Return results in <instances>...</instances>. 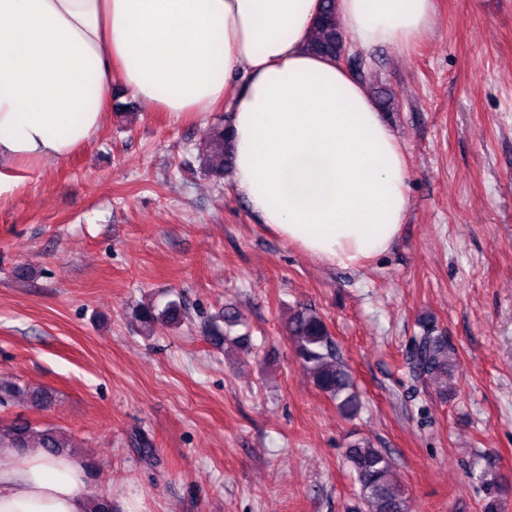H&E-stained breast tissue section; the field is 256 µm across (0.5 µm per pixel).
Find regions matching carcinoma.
Masks as SVG:
<instances>
[{"label":"carcinoma","mask_w":512,"mask_h":512,"mask_svg":"<svg viewBox=\"0 0 512 512\" xmlns=\"http://www.w3.org/2000/svg\"><path fill=\"white\" fill-rule=\"evenodd\" d=\"M345 46L336 14V0H322L312 25L308 48L337 59ZM206 139L208 149L203 154L201 169L206 176L218 181L232 169L234 148L230 126L211 128ZM139 317L146 323L160 320L174 326L182 320L180 304L175 301L168 302L161 310L143 308ZM240 323V313L226 308L204 324V331L215 345L221 346L231 328ZM286 330L293 341L296 358L312 375L318 389L336 402L340 414L346 418L355 417L361 407L360 395L351 373L340 361L336 342L323 318L310 309H301L288 317ZM408 361L417 379H448L451 357L447 337L433 326H422V332L412 338ZM30 432L27 422L17 420L0 430V446L23 452L28 448ZM40 445L49 455L66 450L61 435L52 429L43 431ZM345 457L359 484L358 498L349 507V512H407L404 488L397 480L391 458L384 449L375 448L366 439L359 438L348 444Z\"/></svg>","instance_id":"cac0c4a2"}]
</instances>
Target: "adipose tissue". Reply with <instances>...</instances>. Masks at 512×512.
Here are the masks:
<instances>
[{
  "label": "adipose tissue",
  "mask_w": 512,
  "mask_h": 512,
  "mask_svg": "<svg viewBox=\"0 0 512 512\" xmlns=\"http://www.w3.org/2000/svg\"><path fill=\"white\" fill-rule=\"evenodd\" d=\"M320 0H0V162H65L113 82L176 118L231 109L234 192L284 242L355 268L397 243L404 148L364 86L306 48ZM347 40L405 46L434 0H337ZM68 455L0 447V512H87Z\"/></svg>",
  "instance_id": "adipose-tissue-1"
}]
</instances>
